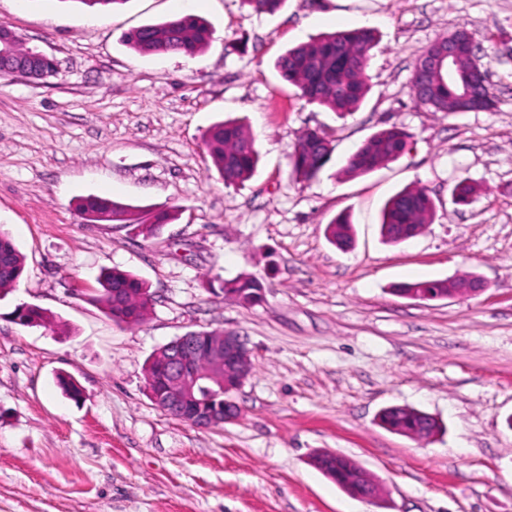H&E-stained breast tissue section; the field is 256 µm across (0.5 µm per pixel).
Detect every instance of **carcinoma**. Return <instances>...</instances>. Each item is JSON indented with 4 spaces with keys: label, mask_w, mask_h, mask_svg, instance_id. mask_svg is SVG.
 <instances>
[{
    "label": "carcinoma",
    "mask_w": 512,
    "mask_h": 512,
    "mask_svg": "<svg viewBox=\"0 0 512 512\" xmlns=\"http://www.w3.org/2000/svg\"><path fill=\"white\" fill-rule=\"evenodd\" d=\"M285 0H242V5L257 14L274 13ZM213 35L211 25L196 15H182L157 24L139 26L125 35V43L134 51L149 55L185 54L194 56L203 52ZM376 45L371 28L338 29L316 39L288 49L281 55L276 67L283 80L298 89L309 104L325 107L340 116L356 111L369 91L366 70L371 52ZM485 69L474 71L470 64H461L455 81H432L421 97L412 96L419 107L432 112L453 114L461 111L462 85L484 80ZM410 134L401 127L391 126L373 133L346 161L342 173L356 177L391 163L402 156ZM213 164L227 186L247 181L259 161L253 140L242 124L225 120L211 126L204 136ZM334 151L331 136L323 129L303 131L297 138L291 165L295 178L310 181L318 176ZM474 188L468 179H460L452 189L455 203L471 202ZM87 223L134 224L148 239L155 236L165 224L175 220L176 211L160 210L144 219L133 206L109 198L84 197L78 204ZM433 202L422 188H405L393 195L382 212L381 230L390 243H399L416 236L433 216ZM330 242L340 249L353 242L350 221L339 217L328 224ZM24 257L12 241L0 236V289L13 287L20 280ZM101 286L98 301L117 324L141 323L147 312L148 286L142 280L121 270L104 272L97 278ZM450 282L444 280L403 283L397 287L405 295L418 293L444 295ZM224 294L243 306H253L262 299L263 285L252 275L242 274L223 285ZM19 324L28 327L51 326L52 317L35 306H19L15 310ZM63 392L71 399L82 398V389L71 376H58ZM386 428L402 431L410 436L428 437L438 434L442 426L432 416L413 408L397 407L386 410L380 417Z\"/></svg>",
    "instance_id": "obj_1"
}]
</instances>
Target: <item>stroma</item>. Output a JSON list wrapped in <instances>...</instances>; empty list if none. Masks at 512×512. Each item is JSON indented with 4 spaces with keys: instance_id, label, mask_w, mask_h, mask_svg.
Segmentation results:
<instances>
[{
    "instance_id": "obj_1",
    "label": "stroma",
    "mask_w": 512,
    "mask_h": 512,
    "mask_svg": "<svg viewBox=\"0 0 512 512\" xmlns=\"http://www.w3.org/2000/svg\"><path fill=\"white\" fill-rule=\"evenodd\" d=\"M175 0H0V26L58 63L31 81L0 73V233L25 257L0 292V512H512V0H286L255 14L203 0L214 30L192 61L145 55L124 34L178 15ZM371 27L370 92L338 117L306 103L275 69L289 47ZM480 45L495 108L445 115L410 92L425 48L458 28ZM242 122L260 154L225 186L204 143ZM410 134L396 161L357 177L346 158L379 129ZM307 128L332 132L317 178L296 181ZM469 178L472 204L451 190ZM424 188L434 216L390 244L386 200ZM90 194L151 213L176 208L157 237L88 224ZM349 214L340 250L329 222ZM144 280V321L118 325L94 299L101 270ZM258 278L243 306L223 281ZM475 276L482 291L433 300L395 284ZM47 309L66 332L23 327L15 306ZM242 336L253 369L231 397L237 419L208 429L169 415L146 383L151 356L185 333ZM73 376L81 400L58 374ZM409 407L441 420L429 441L380 426ZM330 450L369 471L372 502L310 464Z\"/></svg>"
}]
</instances>
